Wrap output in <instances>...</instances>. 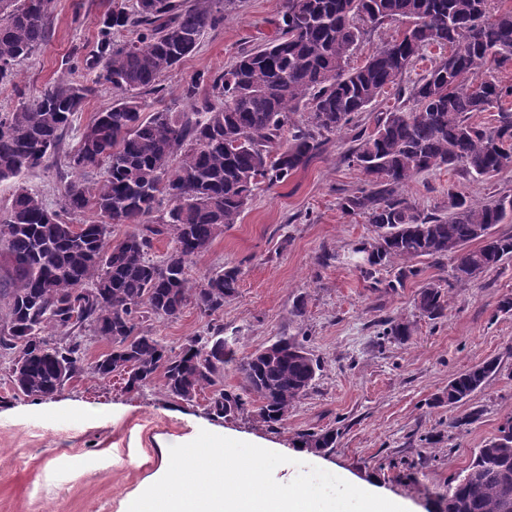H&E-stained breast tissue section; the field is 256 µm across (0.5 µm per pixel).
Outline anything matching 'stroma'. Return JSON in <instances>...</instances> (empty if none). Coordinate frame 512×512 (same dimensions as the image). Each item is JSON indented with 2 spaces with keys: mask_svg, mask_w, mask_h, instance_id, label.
I'll return each mask as SVG.
<instances>
[{
  "mask_svg": "<svg viewBox=\"0 0 512 512\" xmlns=\"http://www.w3.org/2000/svg\"><path fill=\"white\" fill-rule=\"evenodd\" d=\"M110 4L54 0L50 38L19 63L12 82L0 84V112L13 111L22 98L54 82L83 79V60L97 46L95 21ZM282 5L237 0L196 52L144 100L154 108L191 111L184 80L198 72L221 74L241 52L265 44ZM349 147V136L330 137L306 168L258 190L240 221L192 260L189 274L199 282L239 267V288L225 299L223 312L209 317L190 304L176 320L147 323L176 350L222 326L241 357L281 336L302 339L321 370L287 420L272 427L251 411L215 419L206 395L174 403L157 386L127 392L118 375L102 382L87 373L62 393L34 401L17 394L0 361V512H124L134 494L159 480L170 447L191 442L203 429L268 443L288 456L274 472L276 481L293 480L299 459L405 500L411 512H435L475 449L512 415V312L498 309L500 300L512 297V259L461 285L451 260L423 258L418 275L402 287H373L347 261L352 248L375 235L363 216L341 207L344 196L364 184L347 159ZM452 189L478 203L512 194V169L482 179L443 169L416 177L405 194L434 212L447 208ZM327 251L337 259L324 266L319 258ZM430 282L448 292V309L435 320L416 306ZM299 298L305 308L296 317L291 310ZM392 320L411 324L407 341L385 335ZM491 358L500 360L501 372L466 402L448 406L449 380ZM463 415L471 424L453 427ZM307 429L336 430L335 448L300 447L298 435Z\"/></svg>",
  "mask_w": 512,
  "mask_h": 512,
  "instance_id": "stroma-1",
  "label": "stroma"
}]
</instances>
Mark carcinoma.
<instances>
[{
    "label": "carcinoma",
    "instance_id": "1",
    "mask_svg": "<svg viewBox=\"0 0 512 512\" xmlns=\"http://www.w3.org/2000/svg\"><path fill=\"white\" fill-rule=\"evenodd\" d=\"M233 4L112 0L96 21V52L85 59L92 84L63 80L0 113V182L14 184L0 207V257L9 283L0 287V357L11 359L23 396L51 398L87 372L100 381L118 374L129 392L159 380L164 395L179 403L207 391L208 414L217 419L247 412L254 399L263 422L286 420L321 368L303 341L282 338L269 358H238L224 328L215 326L176 352L144 323L177 319L190 303L206 316L223 311L237 291L239 268L198 284L189 274L192 259L238 222L258 185L306 167L336 133L353 132L347 159L365 175L342 208L364 216L376 232L351 251H371L369 263L358 266L364 279L377 285V273L390 267L393 290L418 274L415 260L449 256L455 281L468 284L473 272L512 258V235L494 231L512 222V195L474 204L450 188L441 213L404 195L416 176L442 167L473 179L512 168V85L486 75L490 64L512 66V8L491 18L489 0H284L263 48L241 54L221 74L184 81L193 111L145 113L142 92L175 71ZM52 14L53 0H0V83L47 40ZM392 20L406 27L362 66H350L365 25ZM432 45L448 53L412 87V105L377 113L371 129L359 125ZM96 85L119 97L88 124L94 138L81 137L66 164L76 172L104 164L105 176L93 184L77 176L64 182L58 209H50L21 176L58 155L63 132ZM203 85L209 94L201 98ZM492 110L493 123L473 121ZM296 112L304 120L293 126ZM161 198L168 203L163 211ZM116 224L135 229L114 238ZM164 238L171 247L157 259L154 243ZM417 307L440 318L447 292L429 283ZM84 331L110 346L92 364L85 362ZM228 366L241 389L224 388ZM500 371L496 358L466 369L448 382V400L466 401ZM508 431L512 416L477 450L465 474L448 483L446 506L437 512H512ZM298 438L305 448L336 445L331 429Z\"/></svg>",
    "mask_w": 512,
    "mask_h": 512
}]
</instances>
